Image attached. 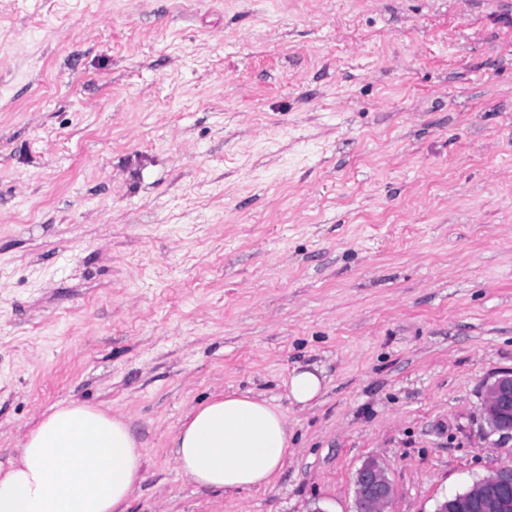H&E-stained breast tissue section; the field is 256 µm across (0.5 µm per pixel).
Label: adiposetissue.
<instances>
[{"mask_svg": "<svg viewBox=\"0 0 512 512\" xmlns=\"http://www.w3.org/2000/svg\"><path fill=\"white\" fill-rule=\"evenodd\" d=\"M288 451L283 412L236 391L192 407L172 441L179 471L214 492L270 486ZM146 460L123 415L80 402L59 406L0 463V512H127Z\"/></svg>", "mask_w": 512, "mask_h": 512, "instance_id": "ef3b65f1", "label": "adipose tissue"}]
</instances>
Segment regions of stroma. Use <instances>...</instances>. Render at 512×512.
Returning a JSON list of instances; mask_svg holds the SVG:
<instances>
[{
  "instance_id": "1",
  "label": "stroma",
  "mask_w": 512,
  "mask_h": 512,
  "mask_svg": "<svg viewBox=\"0 0 512 512\" xmlns=\"http://www.w3.org/2000/svg\"><path fill=\"white\" fill-rule=\"evenodd\" d=\"M510 368L512 0H0V462L81 402L144 442L129 512H352L370 457L434 512L512 463ZM227 390L288 418L271 487L174 462ZM511 399V401H510ZM480 414L489 434L512 440V369L493 373L480 386ZM322 389L323 380L315 371H293L288 380V397L296 404L311 403L320 396Z\"/></svg>"
}]
</instances>
